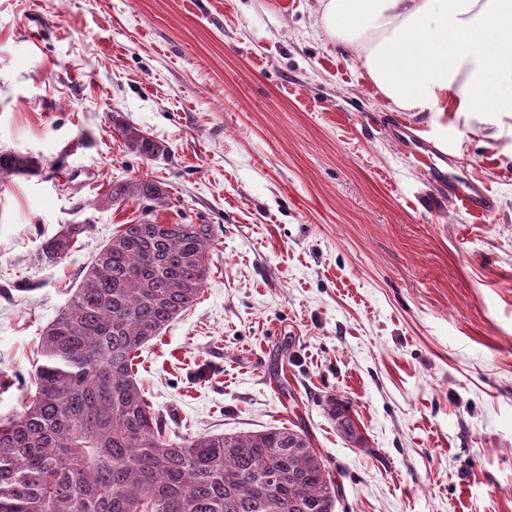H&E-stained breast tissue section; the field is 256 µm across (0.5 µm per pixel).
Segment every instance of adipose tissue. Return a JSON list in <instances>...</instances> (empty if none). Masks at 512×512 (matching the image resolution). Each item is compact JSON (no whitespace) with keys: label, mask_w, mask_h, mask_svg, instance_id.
I'll return each instance as SVG.
<instances>
[{"label":"adipose tissue","mask_w":512,"mask_h":512,"mask_svg":"<svg viewBox=\"0 0 512 512\" xmlns=\"http://www.w3.org/2000/svg\"><path fill=\"white\" fill-rule=\"evenodd\" d=\"M325 32L358 52L408 112L512 115V0H320Z\"/></svg>","instance_id":"adipose-tissue-1"}]
</instances>
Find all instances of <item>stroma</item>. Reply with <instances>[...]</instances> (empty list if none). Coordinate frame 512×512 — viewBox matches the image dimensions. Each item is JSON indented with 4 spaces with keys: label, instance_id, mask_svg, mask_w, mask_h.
<instances>
[{
    "label": "stroma",
    "instance_id": "1",
    "mask_svg": "<svg viewBox=\"0 0 512 512\" xmlns=\"http://www.w3.org/2000/svg\"><path fill=\"white\" fill-rule=\"evenodd\" d=\"M122 115L164 155L129 152ZM493 199L452 202L399 137ZM0 421L96 248L205 224L210 274L135 370L170 434H308L335 512H512V117L390 109L319 0H0ZM155 179L168 206L109 198ZM90 230L63 262L41 242ZM343 403L359 439L328 413Z\"/></svg>",
    "mask_w": 512,
    "mask_h": 512
}]
</instances>
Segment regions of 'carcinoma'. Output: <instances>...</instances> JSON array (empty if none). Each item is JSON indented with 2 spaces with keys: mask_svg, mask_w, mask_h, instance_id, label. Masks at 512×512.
<instances>
[{
  "mask_svg": "<svg viewBox=\"0 0 512 512\" xmlns=\"http://www.w3.org/2000/svg\"><path fill=\"white\" fill-rule=\"evenodd\" d=\"M125 147H165L118 117ZM29 161L0 151V182ZM150 210L162 183L111 188ZM85 224L45 239L48 263L66 259ZM206 224H125L98 249L67 304L43 329L36 392L0 422V512H334L336 490L307 435L286 427L171 437L133 371L137 352L198 300L210 273ZM329 415L357 437L347 409Z\"/></svg>",
  "mask_w": 512,
  "mask_h": 512,
  "instance_id": "cac0c4a2",
  "label": "carcinoma"
}]
</instances>
